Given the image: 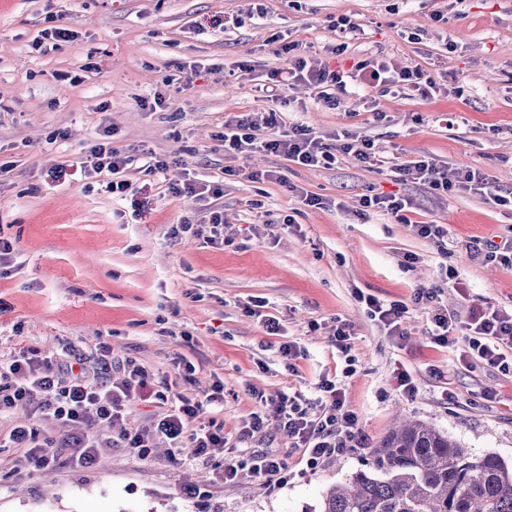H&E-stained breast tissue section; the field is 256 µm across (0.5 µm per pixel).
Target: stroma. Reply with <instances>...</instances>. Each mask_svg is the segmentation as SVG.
<instances>
[{"label":"stroma","mask_w":512,"mask_h":512,"mask_svg":"<svg viewBox=\"0 0 512 512\" xmlns=\"http://www.w3.org/2000/svg\"><path fill=\"white\" fill-rule=\"evenodd\" d=\"M252 0H0V236L15 241L20 264L0 276V355L33 347L69 360L93 357L100 343L113 360L135 358L154 374L176 379L178 356L196 367L178 389L201 398L224 382V435L230 459L257 454L285 459L288 483L270 492L248 470L227 483L225 461L202 464L183 452L173 463L166 443L149 459L103 446L96 467L61 468L50 476L16 473L18 449L0 447V512H318L333 485L362 469L389 432L408 416L447 433L474 455L512 462V375L481 362L457 364L451 349L431 343L430 316L413 301L416 286L435 282L441 266L458 282L441 303L459 321L487 306L512 309V269L479 258L487 240L512 232V214L465 191L439 196L428 186L395 180L348 157L331 169L303 167L264 152L224 151V119L276 110L283 123L318 134L343 131L374 141L380 156L405 161L432 156L451 168L480 166L496 189H512V0H264L257 23L221 29ZM364 29L335 65L373 56L419 66L441 90L423 100L409 93L373 94L382 119L349 95L331 110L299 86L274 103L253 82L233 77L239 62L257 73L284 66L282 40H298L329 58L337 44L332 16ZM75 36L33 42L54 17ZM420 35L419 42L408 39ZM195 69L174 92L163 82L174 63ZM160 94L170 108L140 101ZM108 111H99V103ZM114 146L145 149L174 160L167 178L138 167L137 188L120 199L97 178L56 171L104 130ZM277 170L281 181L251 183L231 169ZM220 183L222 193L172 196L165 179ZM392 192L412 202L411 221L371 212L359 199ZM318 195L309 207L302 193ZM224 218L223 246L191 235L171 237L176 224ZM294 216L298 227L284 226ZM448 229L443 242L418 235L417 223ZM363 294L406 306V336L387 335L372 321ZM277 318L267 335L252 307ZM349 324L351 351L331 342ZM295 343L298 358L279 352ZM412 376L406 394L395 372ZM341 385L356 415L350 449L305 468L275 419L247 441L238 434L263 412L255 392L319 398L322 379Z\"/></svg>","instance_id":"stroma-1"}]
</instances>
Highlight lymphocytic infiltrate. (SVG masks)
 <instances>
[{"mask_svg":"<svg viewBox=\"0 0 512 512\" xmlns=\"http://www.w3.org/2000/svg\"><path fill=\"white\" fill-rule=\"evenodd\" d=\"M287 65L267 72L259 89L272 100L282 98L285 90L302 84L318 92V98L329 108L342 104L348 84L361 88H377L381 92L409 90L423 98L433 97L438 85L421 68H399L392 62L365 58L357 61L352 71L333 69L328 62L307 55L300 42L282 46ZM276 111L246 112L224 121V150L243 154L255 148L288 159L297 165L330 169L341 156L353 155L360 163L377 165L378 158L371 140L366 138L326 142L310 127L295 124L278 130ZM276 129V136L264 138V129ZM130 157L112 144L110 135L82 148L76 164L90 177L98 176L106 192L124 195L131 187L126 177ZM393 171L405 182L427 185L438 194L464 190L487 196L496 206L512 208V191H494L480 168L463 166L447 171L425 155L394 165ZM456 271L442 272L439 281L417 287L415 303L431 310L432 341L453 348L458 363L481 360L499 370L512 372V311L487 308L471 312L465 328H458L454 315L440 308L444 284L456 279ZM112 366V350L101 344L96 365L86 362L61 361L56 356L32 348L0 357V414L17 405H27L30 417L17 422L9 432L11 447L24 451L18 469L29 474L50 476L64 466L94 467L97 450L105 442L103 427L119 426L115 438L119 447L147 459L153 437L165 439L173 462H180L183 448L193 450L195 460L209 463L223 456L227 440L224 426L216 418L201 420L203 406L218 409L224 405V383L216 381L204 399L195 400L178 392L176 383L156 379L137 360L122 363V376L108 375ZM320 407L308 412L298 397L281 393L257 400L268 401L274 418L290 447L302 449L308 467H315L325 457L345 451L347 440L356 423L354 413L346 405L345 393L336 382L325 379L319 386ZM158 408L150 430L126 427L130 408L136 402ZM47 416L61 427L57 437H41L35 418Z\"/></svg>","mask_w":512,"mask_h":512,"instance_id":"f902f5d3","label":"lymphocytic infiltrate"}]
</instances>
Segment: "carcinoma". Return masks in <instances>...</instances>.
<instances>
[{
  "label": "carcinoma",
  "instance_id": "carcinoma-1",
  "mask_svg": "<svg viewBox=\"0 0 512 512\" xmlns=\"http://www.w3.org/2000/svg\"><path fill=\"white\" fill-rule=\"evenodd\" d=\"M321 512H512V464L400 419L365 468L329 490Z\"/></svg>",
  "mask_w": 512,
  "mask_h": 512
}]
</instances>
